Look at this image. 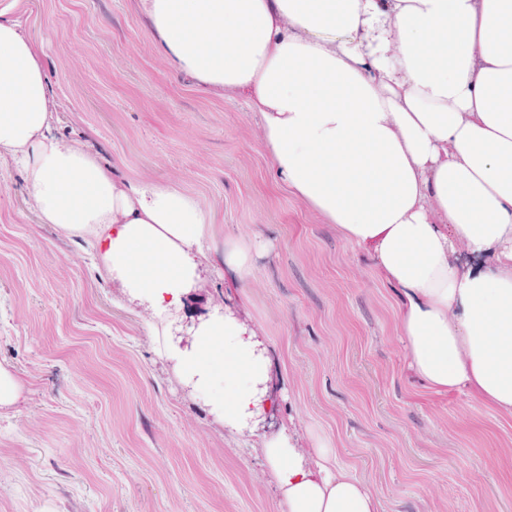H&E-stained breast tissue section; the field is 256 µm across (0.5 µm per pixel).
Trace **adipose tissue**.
Returning <instances> with one entry per match:
<instances>
[{"label": "adipose tissue", "instance_id": "1", "mask_svg": "<svg viewBox=\"0 0 512 512\" xmlns=\"http://www.w3.org/2000/svg\"><path fill=\"white\" fill-rule=\"evenodd\" d=\"M169 66L244 98L277 181L371 252L403 293L410 367L512 417V0H139ZM21 18L0 12V159L42 223L91 243L101 279L143 307L161 357L216 421L254 433L270 361L213 307L181 335L215 266L211 216L172 184L117 179L55 134L57 102ZM260 450L288 512H381L297 433Z\"/></svg>", "mask_w": 512, "mask_h": 512}]
</instances>
